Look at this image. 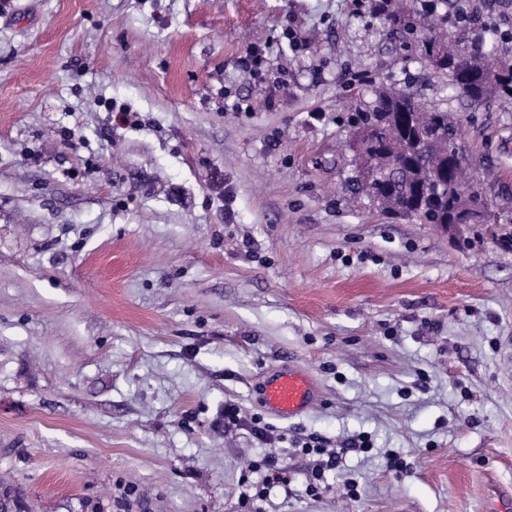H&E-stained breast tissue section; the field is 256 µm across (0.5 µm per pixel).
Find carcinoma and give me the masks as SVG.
<instances>
[{
  "instance_id": "cac0c4a2",
  "label": "carcinoma",
  "mask_w": 512,
  "mask_h": 512,
  "mask_svg": "<svg viewBox=\"0 0 512 512\" xmlns=\"http://www.w3.org/2000/svg\"><path fill=\"white\" fill-rule=\"evenodd\" d=\"M417 2L420 7L407 9L397 0H383V19L401 34L408 57L446 73L448 85L472 103L482 102L491 86L504 96L512 95V64L489 67L482 53L460 37L479 26L477 12L459 4L450 8L448 0ZM355 127L366 134L365 152L372 166L365 170L360 157L353 156L355 173L347 187L351 194L364 195L383 211L401 215L417 199V185L435 177L442 192L434 202L425 200L434 220L491 222V210L469 209L478 191L467 195L462 189L459 175L465 156L459 123L448 110L427 108L403 89H383L359 113Z\"/></svg>"
}]
</instances>
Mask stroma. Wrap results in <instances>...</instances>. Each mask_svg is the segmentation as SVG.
<instances>
[{
	"label": "stroma",
	"instance_id": "stroma-1",
	"mask_svg": "<svg viewBox=\"0 0 512 512\" xmlns=\"http://www.w3.org/2000/svg\"><path fill=\"white\" fill-rule=\"evenodd\" d=\"M470 6L487 62H512V0ZM397 42L375 0H0V487L20 512H484L512 492V106L449 99ZM382 87L459 119L500 223L347 195L339 147ZM286 363L321 389L290 420L259 395ZM228 403L275 439L225 429ZM307 436L370 449L313 497ZM268 456L289 486L243 503Z\"/></svg>",
	"mask_w": 512,
	"mask_h": 512
}]
</instances>
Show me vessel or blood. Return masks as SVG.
<instances>
[{
	"label": "vessel or blood",
	"instance_id": "obj_1",
	"mask_svg": "<svg viewBox=\"0 0 512 512\" xmlns=\"http://www.w3.org/2000/svg\"><path fill=\"white\" fill-rule=\"evenodd\" d=\"M319 394L315 377L307 370L288 366L265 377L261 401L272 415L292 419L306 412Z\"/></svg>",
	"mask_w": 512,
	"mask_h": 512
}]
</instances>
